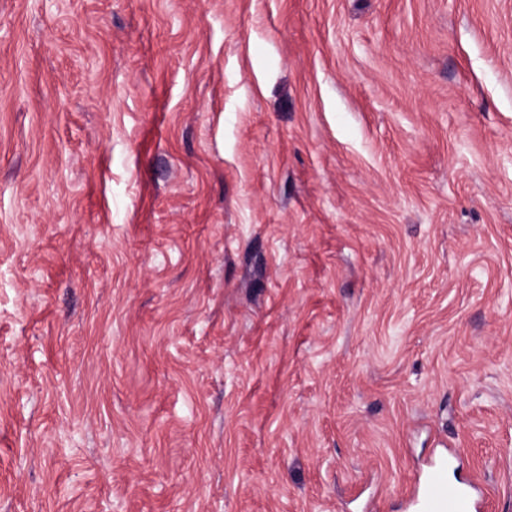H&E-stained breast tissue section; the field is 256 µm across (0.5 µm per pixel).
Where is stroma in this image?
<instances>
[{"label":"stroma","mask_w":512,"mask_h":512,"mask_svg":"<svg viewBox=\"0 0 512 512\" xmlns=\"http://www.w3.org/2000/svg\"><path fill=\"white\" fill-rule=\"evenodd\" d=\"M512 512V0H0V512ZM446 462L435 464L417 497L418 512H475L476 501L471 490L448 483Z\"/></svg>","instance_id":"35a3bbf8"}]
</instances>
